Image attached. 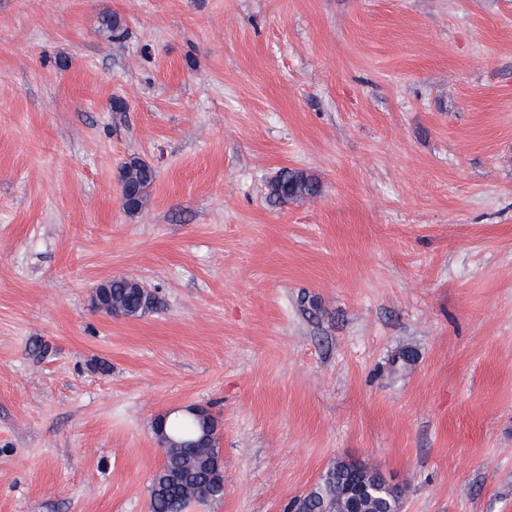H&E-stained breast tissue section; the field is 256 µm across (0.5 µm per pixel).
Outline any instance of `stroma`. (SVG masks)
<instances>
[{"label": "stroma", "mask_w": 512, "mask_h": 512, "mask_svg": "<svg viewBox=\"0 0 512 512\" xmlns=\"http://www.w3.org/2000/svg\"><path fill=\"white\" fill-rule=\"evenodd\" d=\"M284 168L320 193L269 202ZM116 276L157 308L96 312ZM189 404L224 495L188 512L343 459L512 512V0H0V512H150ZM155 178L153 167L137 156L129 157L123 163L119 171V180L127 198L123 204L127 211L136 212L143 206ZM129 189L132 190L130 197ZM214 427L216 430V422L215 426H210L208 418L204 415L200 418H195L180 413L167 418L165 431L172 439L185 442L191 441L194 434L200 435L203 432L213 433Z\"/></svg>", "instance_id": "obj_1"}]
</instances>
